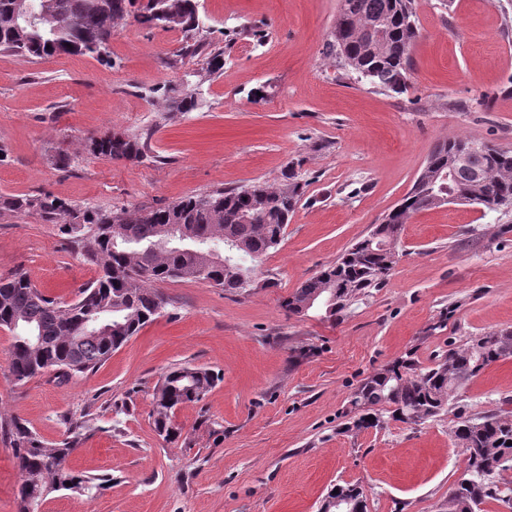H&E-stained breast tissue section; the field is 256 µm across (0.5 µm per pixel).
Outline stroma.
I'll return each instance as SVG.
<instances>
[{
    "label": "stroma",
    "mask_w": 512,
    "mask_h": 512,
    "mask_svg": "<svg viewBox=\"0 0 512 512\" xmlns=\"http://www.w3.org/2000/svg\"><path fill=\"white\" fill-rule=\"evenodd\" d=\"M203 52L224 68L204 104L164 117V89L197 58L175 61L182 33L136 22L109 54L26 62L0 53V194L47 192L104 210L156 207L257 182L294 166L305 194L281 246L241 295L168 281V304L93 373L15 384L0 330V414L43 440L85 411L95 433L73 469L108 474L95 497L51 493L43 512H318L335 485L360 484L367 512H442L465 454L450 415L345 432L362 379L405 356L433 365L450 345L512 326V212L448 204L405 224L387 283L335 322L282 302L366 237L411 189L431 150L467 137L512 150V0H417L419 38L399 94L348 73L328 49L339 0H198ZM263 90L256 98L255 90ZM148 133L150 156L84 150L105 132ZM67 168L55 165L58 154ZM24 273L69 301L97 275L57 225L0 217V277ZM222 376L177 412L178 443L154 430L151 393L173 365ZM469 413L512 398V358L463 387Z\"/></svg>",
    "instance_id": "obj_1"
}]
</instances>
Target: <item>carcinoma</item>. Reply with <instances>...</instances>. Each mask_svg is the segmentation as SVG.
<instances>
[{"label":"carcinoma","mask_w":512,"mask_h":512,"mask_svg":"<svg viewBox=\"0 0 512 512\" xmlns=\"http://www.w3.org/2000/svg\"><path fill=\"white\" fill-rule=\"evenodd\" d=\"M17 0H0V52H9L32 62L60 54L100 55L114 33V22L135 21L163 31L179 29L190 43L176 51L187 56L197 51L191 40L200 35L195 26V0H42L51 27L30 35L15 22ZM385 22V40L374 47L361 32L372 21ZM419 37L415 0H339L328 43L344 68L366 79L373 87L402 92L412 67V49ZM167 111L191 112L197 99L181 90L167 96ZM475 144L453 138L437 144L403 199L402 221L384 216L374 230L386 239L401 238L403 224L412 214L434 208L426 187L448 168L453 151ZM85 148L110 160H138L145 155L141 137L107 132ZM456 192L473 194L471 203L489 208L499 197L512 209V150L488 144L470 153L469 165L448 183ZM303 195V185L294 168L283 174L277 187L254 183L248 187L216 190L188 196L158 206L107 211L75 207L50 193L1 194L0 216H35L44 224H56L83 262L96 266L98 276L83 284L72 302L61 301L37 288L25 275L0 278V329L12 338L8 372L17 384L47 372L69 379L93 371L106 361L165 308L167 301L154 284L166 280H191L242 294L256 264L281 243L285 228ZM169 224H182L205 248H225L234 239L242 254L231 266L200 263L197 255L182 249L158 246L161 231ZM395 262L371 250L368 239L354 244L336 262L305 280L284 303L285 309L301 314L302 303L322 300L336 293V318L349 310L370 288H377L390 275ZM105 318L123 324L120 333L97 334L95 326ZM512 356V330H491L448 349L434 365L420 368L409 357L368 376L353 392L351 404L357 414L348 430L367 428L365 415L379 421L394 420L419 425L448 412L459 400L460 390L489 366ZM221 380V375L202 367L175 366L155 385L151 394L156 431L168 442L180 432L173 426L174 407L201 401ZM512 398L482 415H454L448 430L464 449L465 478L444 501L447 512H483L488 501L512 508ZM69 435L56 443L41 440L16 417L0 415V434L9 440L20 474L18 512H30L54 491L79 495L99 493L111 478L74 470L69 458L85 437L84 415L66 417Z\"/></svg>","instance_id":"obj_1"}]
</instances>
